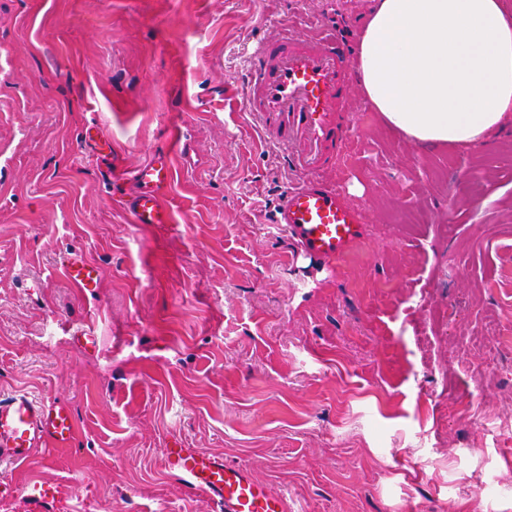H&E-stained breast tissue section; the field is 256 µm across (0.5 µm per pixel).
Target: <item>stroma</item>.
<instances>
[{
    "instance_id": "35a3bbf8",
    "label": "stroma",
    "mask_w": 512,
    "mask_h": 512,
    "mask_svg": "<svg viewBox=\"0 0 512 512\" xmlns=\"http://www.w3.org/2000/svg\"><path fill=\"white\" fill-rule=\"evenodd\" d=\"M372 5L0 0V395L77 421L0 468V512H31V481L60 488L45 512H219L167 468L177 442L290 512H512V118L429 147L353 92L326 178L364 236L324 262L271 222L296 175L244 109L253 55L283 19L358 46ZM168 148L173 222L130 223L132 172ZM76 254L95 295L63 277Z\"/></svg>"
}]
</instances>
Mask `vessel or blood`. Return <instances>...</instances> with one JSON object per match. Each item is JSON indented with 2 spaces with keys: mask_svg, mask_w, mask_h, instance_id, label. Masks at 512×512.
<instances>
[{
  "mask_svg": "<svg viewBox=\"0 0 512 512\" xmlns=\"http://www.w3.org/2000/svg\"><path fill=\"white\" fill-rule=\"evenodd\" d=\"M353 86L350 52L335 33L308 39L286 29L261 45L244 89L246 111L298 175L283 192L274 221L287 229L298 249L324 260L344 256L365 230L361 211L323 177L355 134ZM172 178L168 151L134 170L136 189L127 201L132 223H169L161 192ZM65 272L83 292L100 280L97 266L78 259ZM75 435L76 420L66 404L25 393L0 397V464H29L37 449L71 447ZM165 461L188 489L216 504L219 512H288L286 495L272 492L222 457L169 448Z\"/></svg>",
  "mask_w": 512,
  "mask_h": 512,
  "instance_id": "vessel-or-blood-1",
  "label": "vessel or blood"
}]
</instances>
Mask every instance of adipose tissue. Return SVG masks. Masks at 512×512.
Here are the masks:
<instances>
[{
  "instance_id": "1",
  "label": "adipose tissue",
  "mask_w": 512,
  "mask_h": 512,
  "mask_svg": "<svg viewBox=\"0 0 512 512\" xmlns=\"http://www.w3.org/2000/svg\"><path fill=\"white\" fill-rule=\"evenodd\" d=\"M366 102L409 140L472 145L512 115L504 0H376L355 61Z\"/></svg>"
}]
</instances>
